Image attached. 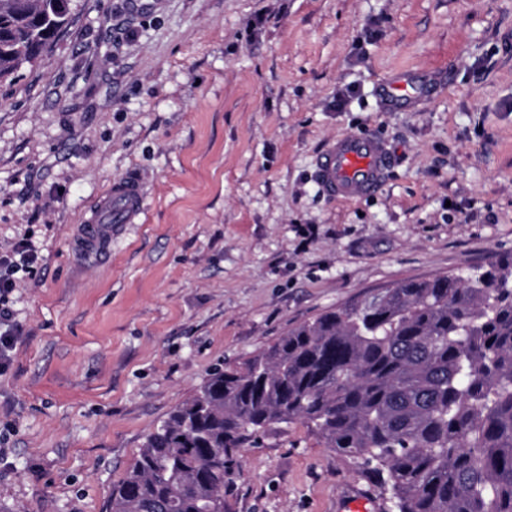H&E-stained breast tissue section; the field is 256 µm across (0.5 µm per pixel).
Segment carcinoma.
Listing matches in <instances>:
<instances>
[{
    "mask_svg": "<svg viewBox=\"0 0 512 512\" xmlns=\"http://www.w3.org/2000/svg\"><path fill=\"white\" fill-rule=\"evenodd\" d=\"M69 20L70 0H0V81ZM294 423L374 477L390 512H512V252L331 308L215 368L146 437L111 512H224L232 451Z\"/></svg>",
    "mask_w": 512,
    "mask_h": 512,
    "instance_id": "cac0c4a2",
    "label": "carcinoma"
}]
</instances>
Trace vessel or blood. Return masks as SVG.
I'll use <instances>...</instances> for the list:
<instances>
[{"label": "vessel or blood", "instance_id": "vessel-or-blood-1", "mask_svg": "<svg viewBox=\"0 0 512 512\" xmlns=\"http://www.w3.org/2000/svg\"><path fill=\"white\" fill-rule=\"evenodd\" d=\"M392 164L384 141L374 135H354L331 142L316 159L322 190L331 198L352 200L371 195L386 179ZM142 212V187L127 176L113 181L83 232L82 252L91 254L113 225L132 224Z\"/></svg>", "mask_w": 512, "mask_h": 512}]
</instances>
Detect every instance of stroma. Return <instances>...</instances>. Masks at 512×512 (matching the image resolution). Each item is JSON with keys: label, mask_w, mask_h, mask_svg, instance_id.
Listing matches in <instances>:
<instances>
[{"label": "stroma", "mask_w": 512, "mask_h": 512, "mask_svg": "<svg viewBox=\"0 0 512 512\" xmlns=\"http://www.w3.org/2000/svg\"><path fill=\"white\" fill-rule=\"evenodd\" d=\"M425 93L386 108L381 87ZM373 134V197L326 196L315 158ZM138 175L141 223L97 254L83 223ZM41 259L7 297L0 512H110L146 436L218 364L410 278L512 252V0H77L0 83V252ZM387 503L302 424L235 454L225 512ZM9 317V310L0 306V372H3L9 366L16 342L13 328L2 332V321H8Z\"/></svg>", "instance_id": "obj_1"}]
</instances>
